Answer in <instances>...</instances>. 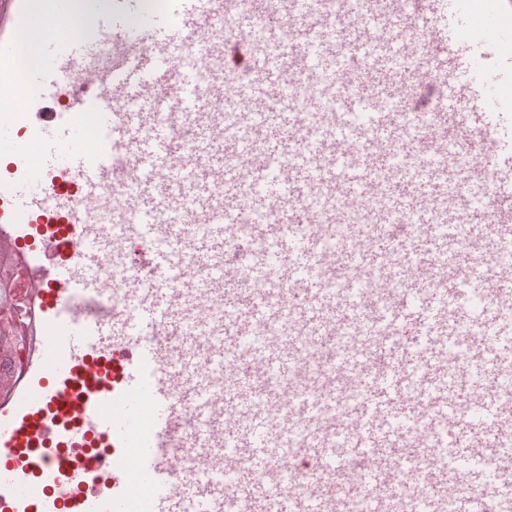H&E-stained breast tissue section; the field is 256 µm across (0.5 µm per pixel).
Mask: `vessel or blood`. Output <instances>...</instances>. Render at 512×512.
Wrapping results in <instances>:
<instances>
[{
	"mask_svg": "<svg viewBox=\"0 0 512 512\" xmlns=\"http://www.w3.org/2000/svg\"><path fill=\"white\" fill-rule=\"evenodd\" d=\"M232 2L0 0V224L112 226L34 254L49 359L0 408V512H398L392 473L421 512H512V267L481 261L512 251V0H264L258 33ZM362 224L393 231L334 236ZM126 238L157 244L123 309ZM133 273L134 271L127 265L126 268H115L111 261L102 265L100 276L106 296L111 303L112 301H119L120 307H123L127 298L129 279L132 278Z\"/></svg>",
	"mask_w": 512,
	"mask_h": 512,
	"instance_id": "1",
	"label": "vessel or blood"
}]
</instances>
